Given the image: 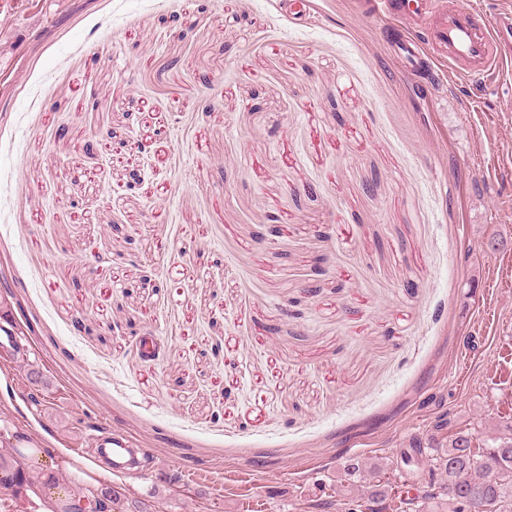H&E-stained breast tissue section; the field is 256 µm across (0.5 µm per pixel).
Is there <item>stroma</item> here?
<instances>
[{"label":"stroma","instance_id":"stroma-1","mask_svg":"<svg viewBox=\"0 0 512 512\" xmlns=\"http://www.w3.org/2000/svg\"><path fill=\"white\" fill-rule=\"evenodd\" d=\"M439 75L362 0H0V455L42 492L0 512H342L347 459L412 493L415 444L512 424V71ZM108 432L138 475L66 468Z\"/></svg>","mask_w":512,"mask_h":512}]
</instances>
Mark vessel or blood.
Segmentation results:
<instances>
[{"label":"vessel or blood","instance_id":"b4317fda","mask_svg":"<svg viewBox=\"0 0 512 512\" xmlns=\"http://www.w3.org/2000/svg\"><path fill=\"white\" fill-rule=\"evenodd\" d=\"M385 12L402 19L417 12L434 20L438 52H431L415 35L404 32L392 43L395 56L415 78H426L442 60L460 78L482 77L512 65V12L501 13L493 22L480 24L473 13L458 9L453 0H368V14L372 19H379ZM94 446L108 471L134 472L128 438L100 436Z\"/></svg>","mask_w":512,"mask_h":512}]
</instances>
